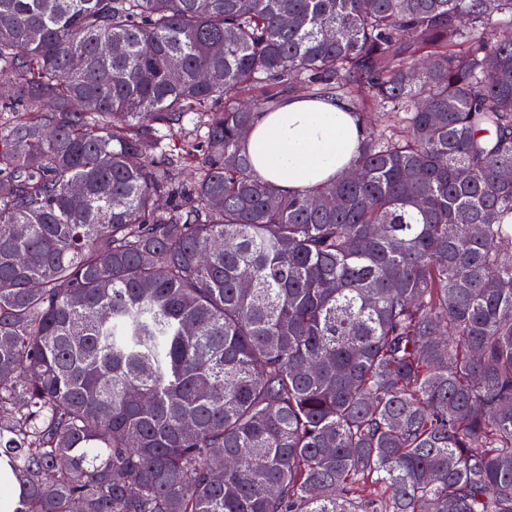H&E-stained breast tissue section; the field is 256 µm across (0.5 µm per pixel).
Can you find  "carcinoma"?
Returning a JSON list of instances; mask_svg holds the SVG:
<instances>
[{
  "instance_id": "obj_1",
  "label": "carcinoma",
  "mask_w": 512,
  "mask_h": 512,
  "mask_svg": "<svg viewBox=\"0 0 512 512\" xmlns=\"http://www.w3.org/2000/svg\"><path fill=\"white\" fill-rule=\"evenodd\" d=\"M0 83L14 512H512V0H0ZM304 95L261 112L246 145L258 174L288 193L341 175L362 138L360 121L343 102Z\"/></svg>"
}]
</instances>
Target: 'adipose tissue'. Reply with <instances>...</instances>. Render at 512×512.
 Masks as SVG:
<instances>
[{
	"mask_svg": "<svg viewBox=\"0 0 512 512\" xmlns=\"http://www.w3.org/2000/svg\"><path fill=\"white\" fill-rule=\"evenodd\" d=\"M361 138L360 122L343 102L300 95L258 115L247 150L261 177L292 193L341 175Z\"/></svg>",
	"mask_w": 512,
	"mask_h": 512,
	"instance_id": "adipose-tissue-1",
	"label": "adipose tissue"
}]
</instances>
